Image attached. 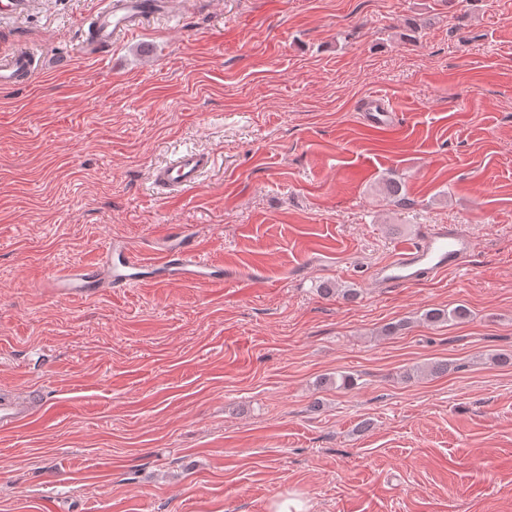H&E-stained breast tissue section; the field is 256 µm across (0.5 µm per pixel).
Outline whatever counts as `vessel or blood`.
Returning <instances> with one entry per match:
<instances>
[{"label":"vessel or blood","mask_w":512,"mask_h":512,"mask_svg":"<svg viewBox=\"0 0 512 512\" xmlns=\"http://www.w3.org/2000/svg\"><path fill=\"white\" fill-rule=\"evenodd\" d=\"M179 0H110L91 18L94 25L90 42L82 43L85 54L108 52L118 40L141 29L159 15H175ZM37 70L34 51L12 47L0 53V87L29 85ZM368 121L376 126H391L395 114L384 97L371 96ZM215 163L213 155L201 150L180 152L165 166L153 172L155 183L176 193L195 189L202 174ZM470 238L457 228L435 224L425 229L417 242L398 249L390 259L375 265L372 278L386 288H400L423 278L466 269L472 256ZM150 280L193 281L205 286L224 284L223 265L201 254L192 243L190 233L168 236L148 261L136 256L126 245L115 242L96 262L49 271L46 283L55 296L67 299L89 297L106 288H129ZM39 401L37 393L0 400V430H10L30 416Z\"/></svg>","instance_id":"vessel-or-blood-1"}]
</instances>
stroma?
Listing matches in <instances>:
<instances>
[{
    "instance_id": "1",
    "label": "stroma",
    "mask_w": 512,
    "mask_h": 512,
    "mask_svg": "<svg viewBox=\"0 0 512 512\" xmlns=\"http://www.w3.org/2000/svg\"><path fill=\"white\" fill-rule=\"evenodd\" d=\"M98 6L0 19L44 60L0 88V394L42 402L0 431V512H512V0H188L89 57ZM375 94L394 128L363 120ZM187 149L216 168L160 194ZM430 224L469 271L377 287ZM183 228L227 286L41 280ZM469 316V311L462 305L452 309L433 308L423 313L422 320L428 324H439L450 321L461 322Z\"/></svg>"
}]
</instances>
